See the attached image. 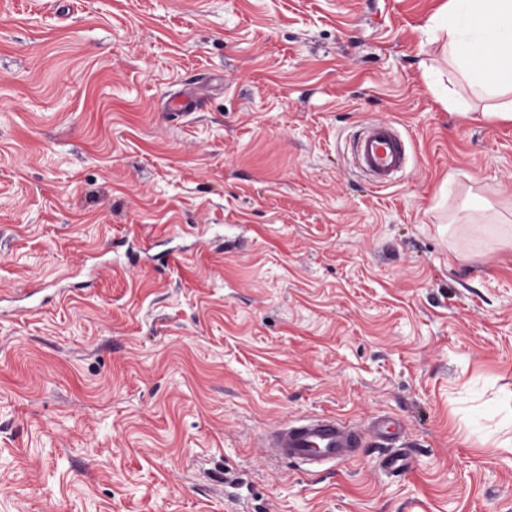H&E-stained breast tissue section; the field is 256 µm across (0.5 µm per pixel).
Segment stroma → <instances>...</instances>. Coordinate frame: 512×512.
I'll use <instances>...</instances> for the list:
<instances>
[{
	"label": "stroma",
	"mask_w": 512,
	"mask_h": 512,
	"mask_svg": "<svg viewBox=\"0 0 512 512\" xmlns=\"http://www.w3.org/2000/svg\"><path fill=\"white\" fill-rule=\"evenodd\" d=\"M444 2L0 0V512H512V120L434 96ZM321 414L410 469L269 459ZM352 167L373 186L387 187L408 165V152L401 132L391 122L370 121L357 135Z\"/></svg>",
	"instance_id": "stroma-1"
}]
</instances>
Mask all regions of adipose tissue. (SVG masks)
<instances>
[{"instance_id":"1","label":"adipose tissue","mask_w":512,"mask_h":512,"mask_svg":"<svg viewBox=\"0 0 512 512\" xmlns=\"http://www.w3.org/2000/svg\"><path fill=\"white\" fill-rule=\"evenodd\" d=\"M444 40L455 76L485 103V117L512 120V0H446L428 25Z\"/></svg>"}]
</instances>
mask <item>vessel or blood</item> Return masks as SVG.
I'll return each mask as SVG.
<instances>
[{
    "label": "vessel or blood",
    "instance_id": "b4317fda",
    "mask_svg": "<svg viewBox=\"0 0 512 512\" xmlns=\"http://www.w3.org/2000/svg\"><path fill=\"white\" fill-rule=\"evenodd\" d=\"M351 165L375 187L393 184L408 165L401 132L390 122L366 123L354 141ZM364 439L363 430L327 416L284 423L267 435L265 446L276 461L317 467L355 458Z\"/></svg>",
    "mask_w": 512,
    "mask_h": 512
}]
</instances>
